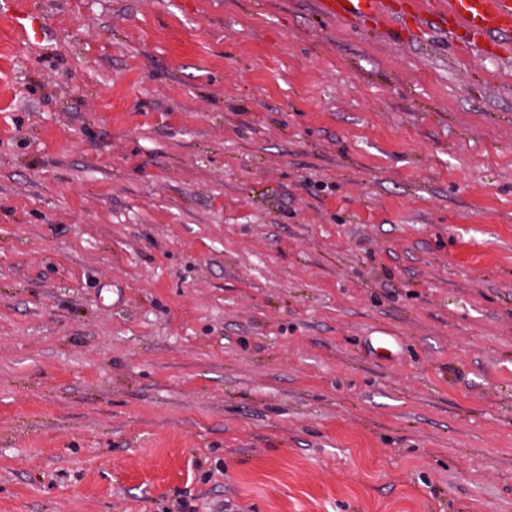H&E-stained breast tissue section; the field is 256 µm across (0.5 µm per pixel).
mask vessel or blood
Returning <instances> with one entry per match:
<instances>
[{
    "instance_id": "1",
    "label": "vessel or blood",
    "mask_w": 512,
    "mask_h": 512,
    "mask_svg": "<svg viewBox=\"0 0 512 512\" xmlns=\"http://www.w3.org/2000/svg\"><path fill=\"white\" fill-rule=\"evenodd\" d=\"M322 9L343 19L372 18L385 25L396 21L389 0H321ZM415 25L435 26L444 33H463L467 43L484 52L502 50L512 41V0H412ZM10 23L25 36H37L40 17L33 12L11 15Z\"/></svg>"
}]
</instances>
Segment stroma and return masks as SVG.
Returning a JSON list of instances; mask_svg holds the SVG:
<instances>
[{"instance_id": "obj_1", "label": "stroma", "mask_w": 512, "mask_h": 512, "mask_svg": "<svg viewBox=\"0 0 512 512\" xmlns=\"http://www.w3.org/2000/svg\"><path fill=\"white\" fill-rule=\"evenodd\" d=\"M2 7L0 512H512V61ZM7 20L12 23L15 29L27 37L33 36L36 38L43 27L40 17L34 12L13 14Z\"/></svg>"}]
</instances>
